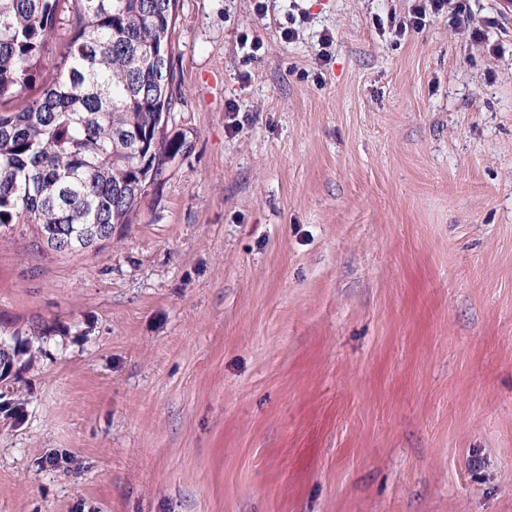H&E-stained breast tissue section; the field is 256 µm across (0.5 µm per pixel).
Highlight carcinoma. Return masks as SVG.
<instances>
[{"mask_svg":"<svg viewBox=\"0 0 512 512\" xmlns=\"http://www.w3.org/2000/svg\"><path fill=\"white\" fill-rule=\"evenodd\" d=\"M176 2L0 0V228L34 224L73 253L131 223L183 148L160 128Z\"/></svg>","mask_w":512,"mask_h":512,"instance_id":"obj_1","label":"carcinoma"}]
</instances>
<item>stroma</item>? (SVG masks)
I'll return each mask as SVG.
<instances>
[{
	"label": "stroma",
	"mask_w": 512,
	"mask_h": 512,
	"mask_svg": "<svg viewBox=\"0 0 512 512\" xmlns=\"http://www.w3.org/2000/svg\"><path fill=\"white\" fill-rule=\"evenodd\" d=\"M255 3L177 0L132 223L0 230V512H512V10ZM425 3L416 4L412 8L409 19L406 23H404V29L406 27L412 29H420L425 26V19L427 17V11L429 14L431 13L433 16L443 14L446 10L448 13V8L456 2L455 14L458 16L460 13L465 12V8H463L462 0L451 1V0H425ZM453 2V3H452ZM428 3V4H427Z\"/></svg>",
	"instance_id": "obj_1"
}]
</instances>
